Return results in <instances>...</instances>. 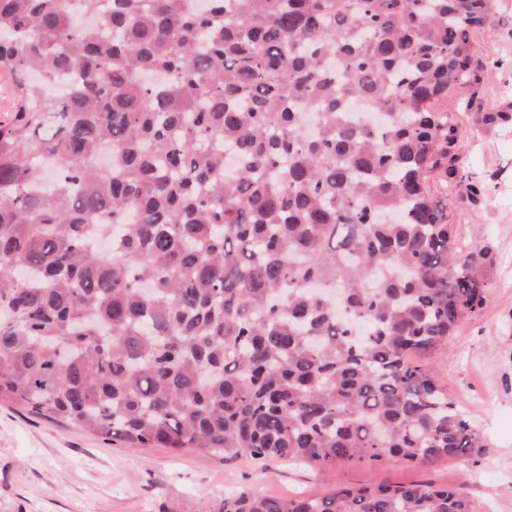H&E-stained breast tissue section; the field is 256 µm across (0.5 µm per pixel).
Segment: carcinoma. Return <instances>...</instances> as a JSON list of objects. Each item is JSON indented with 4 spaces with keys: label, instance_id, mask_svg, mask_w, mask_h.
Returning <instances> with one entry per match:
<instances>
[{
    "label": "carcinoma",
    "instance_id": "cac0c4a2",
    "mask_svg": "<svg viewBox=\"0 0 512 512\" xmlns=\"http://www.w3.org/2000/svg\"><path fill=\"white\" fill-rule=\"evenodd\" d=\"M81 2L97 26L69 0H0V400L126 449L479 452L430 360L487 300L493 256L457 235L483 193L433 104L474 75L496 0ZM35 71L77 81L57 99ZM190 512L476 509L463 479Z\"/></svg>",
    "mask_w": 512,
    "mask_h": 512
}]
</instances>
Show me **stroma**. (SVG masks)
I'll list each match as a JSON object with an SVG mask.
<instances>
[{
    "label": "stroma",
    "mask_w": 512,
    "mask_h": 512,
    "mask_svg": "<svg viewBox=\"0 0 512 512\" xmlns=\"http://www.w3.org/2000/svg\"><path fill=\"white\" fill-rule=\"evenodd\" d=\"M472 39L478 77L438 107L456 114L464 169L484 193L483 204L460 206L458 224L466 242L491 248L493 288L431 368L483 433L484 453L464 464L390 460L372 469L227 461L197 450L176 457L158 447L123 449L2 401L0 512H184L189 501L214 503L241 490L288 496L369 482L451 485L464 476L479 512H512V122H481L483 113L512 103V0H499Z\"/></svg>",
    "instance_id": "35a3bbf8"
}]
</instances>
